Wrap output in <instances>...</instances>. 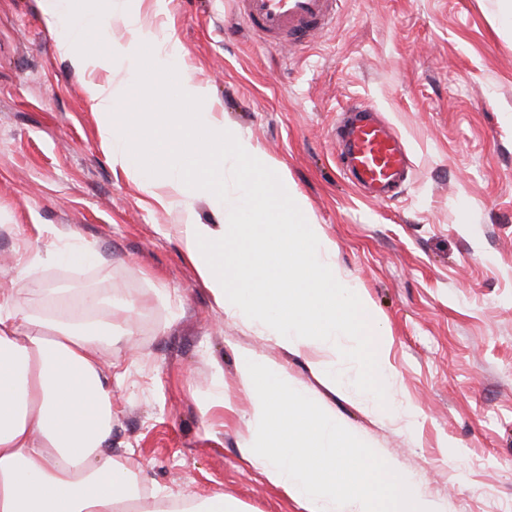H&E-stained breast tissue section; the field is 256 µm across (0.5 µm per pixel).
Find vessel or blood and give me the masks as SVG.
Here are the masks:
<instances>
[{"mask_svg":"<svg viewBox=\"0 0 512 512\" xmlns=\"http://www.w3.org/2000/svg\"><path fill=\"white\" fill-rule=\"evenodd\" d=\"M342 0H235L236 15L260 42L276 47L305 46L334 25ZM350 122L342 142L349 170L372 198L386 199L409 164L401 136L365 104L349 109Z\"/></svg>","mask_w":512,"mask_h":512,"instance_id":"b4317fda","label":"vessel or blood"}]
</instances>
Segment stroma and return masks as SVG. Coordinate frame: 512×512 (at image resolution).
<instances>
[{
  "instance_id": "1",
  "label": "stroma",
  "mask_w": 512,
  "mask_h": 512,
  "mask_svg": "<svg viewBox=\"0 0 512 512\" xmlns=\"http://www.w3.org/2000/svg\"><path fill=\"white\" fill-rule=\"evenodd\" d=\"M505 0H343L333 29L297 50L259 44L234 0H112L104 37L138 18L152 49L208 89L205 110L252 143L296 188L338 272L387 335L395 401L416 417L366 409L332 389L305 350L222 311L185 256L186 212L219 224L209 197L158 202L112 161L92 86L129 95L125 63L82 67L44 0H0V289L47 316L81 292L143 309L113 337L115 459L140 490L224 494L241 512H304L242 457L250 398L236 355L288 374L419 480L448 512H512V25ZM384 113L412 162L382 202L348 179L335 130L350 101ZM89 246L99 261L81 259ZM35 256L33 269L20 262ZM229 409H209L216 394Z\"/></svg>"
}]
</instances>
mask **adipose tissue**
Masks as SVG:
<instances>
[{
    "instance_id": "1",
    "label": "adipose tissue",
    "mask_w": 512,
    "mask_h": 512,
    "mask_svg": "<svg viewBox=\"0 0 512 512\" xmlns=\"http://www.w3.org/2000/svg\"><path fill=\"white\" fill-rule=\"evenodd\" d=\"M101 303L87 292L78 313L42 318L0 289V512H238L221 495L144 498L113 459L112 381L99 346L134 337L138 306L87 318Z\"/></svg>"
}]
</instances>
